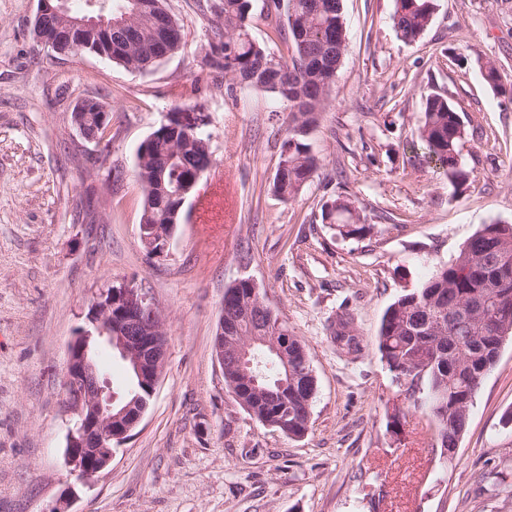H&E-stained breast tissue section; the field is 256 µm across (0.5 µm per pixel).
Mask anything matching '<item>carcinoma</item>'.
Listing matches in <instances>:
<instances>
[{"instance_id": "carcinoma-1", "label": "carcinoma", "mask_w": 512, "mask_h": 512, "mask_svg": "<svg viewBox=\"0 0 512 512\" xmlns=\"http://www.w3.org/2000/svg\"><path fill=\"white\" fill-rule=\"evenodd\" d=\"M252 0H221L224 41L208 65L243 88L260 89L288 106L287 138L273 178L272 191L284 201L295 198L318 169L309 136L328 104L336 63L346 50V25L342 0L336 14L327 18L312 13L309 0H266L267 15L291 39L293 52L286 61L256 43L248 31ZM84 15L108 19L127 17L112 45L97 38L94 30L82 31L78 48L91 45L107 53V60L135 71H147L165 55L183 47V32L164 6V0H85ZM435 0H396L392 16L401 39L413 42L428 27ZM465 135L460 115L447 98L426 99L424 122L418 138L429 159L457 187L470 179L458 158V144ZM212 163L208 136L199 128L186 132L175 117L159 126L137 150L135 176L143 191L140 223L168 233L179 224L176 192L191 183L199 170ZM322 221L336 227L343 238L360 239L371 231L361 223L359 207L350 198L324 205ZM255 285L239 279L224 291L231 308L249 301ZM350 321L341 319L336 345L348 354L360 350ZM267 322H241L237 337L224 338L225 352L233 353L242 338L267 335ZM512 335V224H486L472 236L458 256L439 268L417 291L404 294L385 310L378 332V351L393 374L405 380L406 396L424 395L434 423L439 449L455 448L466 430L470 407L485 375L493 368L505 338ZM259 368L258 384L271 389L288 378V393L269 399L250 394L247 403L260 423L275 425L295 437L308 429L314 381L305 344L293 337L288 355L296 375L286 376L278 356L256 343L250 350Z\"/></svg>"}]
</instances>
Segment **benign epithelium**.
<instances>
[{
    "label": "benign epithelium",
    "instance_id": "benign-epithelium-1",
    "mask_svg": "<svg viewBox=\"0 0 512 512\" xmlns=\"http://www.w3.org/2000/svg\"><path fill=\"white\" fill-rule=\"evenodd\" d=\"M66 15L62 0H38L34 23L45 17ZM93 27L101 38L112 43V34L120 24L105 17L69 18L64 37L78 30ZM97 113V120L105 123L106 106L98 99L79 101L76 111ZM93 330H84L69 347L65 372V391L68 408L74 416L68 432L66 465L69 474L83 485L93 482L111 463L114 448L120 446L141 422L161 378L165 362L166 336L161 309L143 289L126 284L102 291L91 305L89 317ZM105 345L127 362L147 396H136L121 410L114 407L115 396L107 378L100 372L89 351V342ZM279 356H284L288 345V330L280 325L263 337Z\"/></svg>",
    "mask_w": 512,
    "mask_h": 512
}]
</instances>
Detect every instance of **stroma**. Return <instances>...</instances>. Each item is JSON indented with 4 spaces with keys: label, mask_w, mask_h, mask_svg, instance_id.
Returning <instances> with one entry per match:
<instances>
[{
    "label": "stroma",
    "mask_w": 512,
    "mask_h": 512,
    "mask_svg": "<svg viewBox=\"0 0 512 512\" xmlns=\"http://www.w3.org/2000/svg\"><path fill=\"white\" fill-rule=\"evenodd\" d=\"M211 2L165 0L185 45L138 72L38 53V0H0V512L58 505L68 346L99 292L129 282L165 315V368L140 425L94 485L77 487L71 512H512L494 480L512 471V340L449 458L377 347L390 304L483 225L512 223V97L481 69L494 61L512 85V0H436L411 43L393 26L395 0H343L347 51L309 138L320 168L287 202L271 185L288 107L207 67L224 31ZM431 94L465 125L460 189L417 138ZM88 95L111 108L104 150L71 121ZM173 111L205 120L213 163L155 258L139 235L136 152ZM339 197L357 200L370 234L323 224ZM241 278L306 345L316 391L304 437L263 426L224 384L213 340L224 290ZM345 311L362 346L354 359L334 340Z\"/></svg>",
    "instance_id": "obj_1"
}]
</instances>
